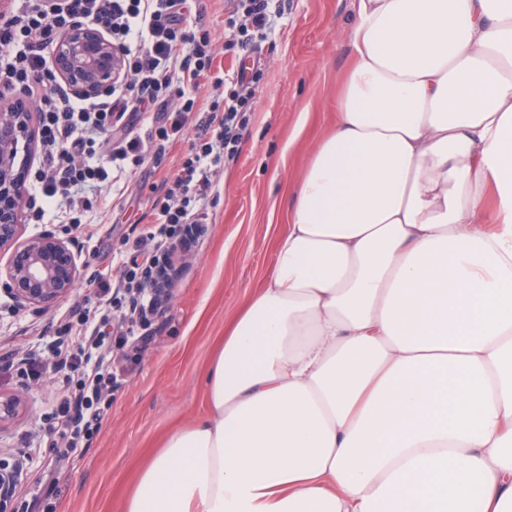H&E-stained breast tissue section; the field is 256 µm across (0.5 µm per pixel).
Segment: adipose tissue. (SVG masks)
I'll return each instance as SVG.
<instances>
[{"label":"adipose tissue","mask_w":512,"mask_h":512,"mask_svg":"<svg viewBox=\"0 0 512 512\" xmlns=\"http://www.w3.org/2000/svg\"><path fill=\"white\" fill-rule=\"evenodd\" d=\"M275 264L127 512H512V0H355Z\"/></svg>","instance_id":"ef3b65f1"}]
</instances>
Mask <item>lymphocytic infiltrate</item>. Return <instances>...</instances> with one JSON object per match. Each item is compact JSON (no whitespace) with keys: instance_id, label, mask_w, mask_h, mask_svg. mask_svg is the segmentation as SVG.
I'll use <instances>...</instances> for the list:
<instances>
[{"instance_id":"f902f5d3","label":"lymphocytic infiltrate","mask_w":512,"mask_h":512,"mask_svg":"<svg viewBox=\"0 0 512 512\" xmlns=\"http://www.w3.org/2000/svg\"><path fill=\"white\" fill-rule=\"evenodd\" d=\"M271 0H226L224 51L253 55L276 28ZM95 28L123 56L111 88L82 96L60 81L51 50L72 26ZM216 40L193 17L189 0H14L0 16V89L21 91L37 112L41 162L25 203L34 222L57 211L68 223H88L94 206H107L105 189L144 164L161 165L189 127L197 132L177 173L153 186L158 237L177 249L183 225L205 219V204L223 159L235 157L247 129L261 63L233 75L215 65ZM149 122L138 132L137 122ZM137 246L119 283L91 281L99 305L91 316L67 322L77 349L57 350L55 370H80L70 396L48 414V427L69 450L92 437L112 403V362L100 349L106 336H135L141 309L153 296Z\"/></svg>"}]
</instances>
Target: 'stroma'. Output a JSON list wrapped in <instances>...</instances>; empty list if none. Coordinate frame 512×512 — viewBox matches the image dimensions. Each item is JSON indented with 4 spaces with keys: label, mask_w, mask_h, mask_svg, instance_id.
<instances>
[{
    "label": "stroma",
    "mask_w": 512,
    "mask_h": 512,
    "mask_svg": "<svg viewBox=\"0 0 512 512\" xmlns=\"http://www.w3.org/2000/svg\"><path fill=\"white\" fill-rule=\"evenodd\" d=\"M353 8L354 0H284L275 34L261 44L266 71L240 151L221 166L207 220L186 242L167 305L141 326L137 345L106 339L103 350L117 369L112 407L73 455L43 427L67 387L63 374L46 369L28 376L23 368L33 358L50 363V342L66 316L94 311L92 277H120L135 241L154 229L152 186L177 172L190 142L173 147L164 165H145L123 181L115 210L80 229L32 224L19 214L21 238L55 231L75 240L81 264L74 292L38 309L16 307L0 288V393L25 394L18 416L0 424V454L25 462L19 512H125L167 439L207 416V368L225 329L270 275L274 242L288 229V205L306 159L334 121Z\"/></svg>",
    "instance_id": "35a3bbf8"
}]
</instances>
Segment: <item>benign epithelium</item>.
<instances>
[{"instance_id":"7a95c632","label":"benign epithelium","mask_w":512,"mask_h":512,"mask_svg":"<svg viewBox=\"0 0 512 512\" xmlns=\"http://www.w3.org/2000/svg\"><path fill=\"white\" fill-rule=\"evenodd\" d=\"M57 74L77 93L91 96L114 83L122 69V56L99 32L77 25L62 35L52 53ZM31 103L19 98L7 112L0 111V250H11L8 266L0 271L4 287L19 307L41 306L69 295L80 277L75 243L46 231L25 240L15 223L22 208L21 177L16 171L20 143L32 138ZM177 268L165 253L150 265L147 284L152 294L166 302ZM23 396H0V423L14 418ZM24 470L23 460L0 459V512H14L15 495Z\"/></svg>"}]
</instances>
